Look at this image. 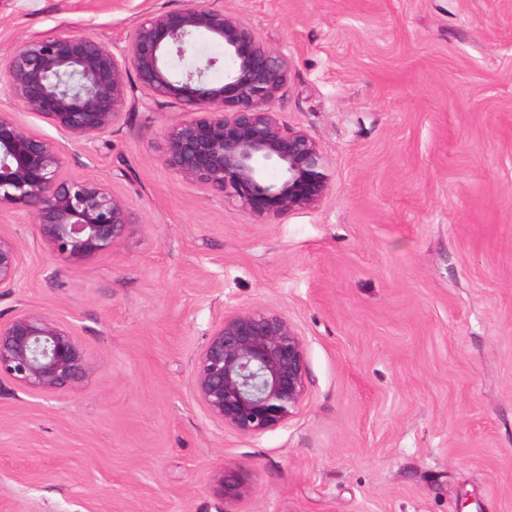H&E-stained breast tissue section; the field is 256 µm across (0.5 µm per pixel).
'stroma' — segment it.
<instances>
[{
    "label": "stroma",
    "instance_id": "35a3bbf8",
    "mask_svg": "<svg viewBox=\"0 0 512 512\" xmlns=\"http://www.w3.org/2000/svg\"><path fill=\"white\" fill-rule=\"evenodd\" d=\"M190 0H0V61L50 30L120 49ZM290 61L281 121L328 165L319 206L253 223L160 165L171 112L134 91L71 143L0 91V111L140 214L119 254L73 272L6 214L26 270L0 297L70 323L86 377L53 397L0 379V512H512V0H210ZM303 337L305 402L244 437L207 419L193 363L225 311ZM213 490L222 503H230L251 495V487L241 478L238 469L225 466L213 478Z\"/></svg>",
    "mask_w": 512,
    "mask_h": 512
}]
</instances>
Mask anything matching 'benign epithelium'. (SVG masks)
I'll use <instances>...</instances> for the list:
<instances>
[{"label": "benign epithelium", "mask_w": 512, "mask_h": 512, "mask_svg": "<svg viewBox=\"0 0 512 512\" xmlns=\"http://www.w3.org/2000/svg\"><path fill=\"white\" fill-rule=\"evenodd\" d=\"M224 43L233 66L213 84L202 66L175 75L169 61L194 52V36ZM135 75L150 110L179 107L157 147L158 161L207 194L239 203L266 222L317 206L328 190V159L302 129L285 126L275 106L288 84V55L266 44L239 15L195 0L145 15L114 48L84 31H50L20 43L0 63V87L80 144L112 129L126 112ZM29 215L43 250L80 272L118 253L138 213L107 183L67 172V159L45 138L0 113V211ZM25 271L21 242L0 231V295ZM88 354L68 322L24 309L0 321V378L54 396L80 388ZM191 391L206 416L241 436L285 425L308 391L305 344L283 314L236 307L214 325L197 355ZM223 503L251 495L238 469L213 478Z\"/></svg>", "instance_id": "benign-epithelium-1"}]
</instances>
